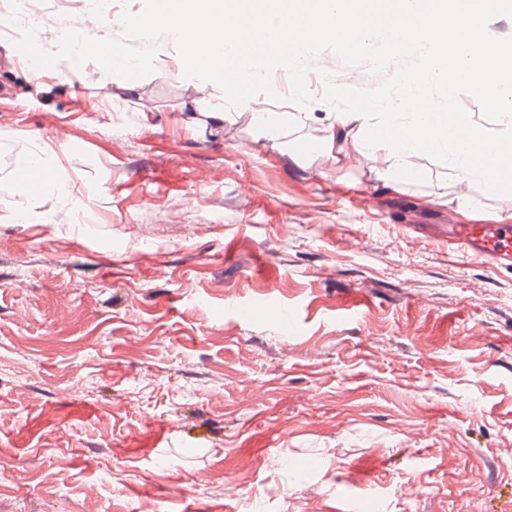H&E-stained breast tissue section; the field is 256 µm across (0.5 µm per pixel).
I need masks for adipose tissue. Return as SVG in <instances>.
<instances>
[{
  "label": "adipose tissue",
  "mask_w": 512,
  "mask_h": 512,
  "mask_svg": "<svg viewBox=\"0 0 512 512\" xmlns=\"http://www.w3.org/2000/svg\"><path fill=\"white\" fill-rule=\"evenodd\" d=\"M512 0H155L154 20L171 34L189 39L206 30L210 38L199 66L224 60L230 53L244 52L259 37L287 51L295 74L306 69L301 49L308 43L329 42L342 47L350 42L365 44L382 25L396 32L394 47L404 51L423 43L417 75L405 79L407 97L366 101L364 109L336 114V132L331 139L340 153L357 151L368 155L378 176L393 178L410 171L412 160L424 153L450 150L451 162L460 179L479 176L488 193H497L502 183L495 172L496 160L512 155V52L474 53L471 30L479 19L511 13ZM494 79L485 86V100L496 113L503 131L488 139L472 132L457 112L441 111L421 92L430 80H445L449 88L477 80L485 73ZM406 110L409 124L388 123L374 128L371 137L359 136L371 111Z\"/></svg>",
  "instance_id": "ef3b65f1"
}]
</instances>
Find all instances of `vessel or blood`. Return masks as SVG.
<instances>
[{
    "label": "vessel or blood",
    "mask_w": 512,
    "mask_h": 512,
    "mask_svg": "<svg viewBox=\"0 0 512 512\" xmlns=\"http://www.w3.org/2000/svg\"><path fill=\"white\" fill-rule=\"evenodd\" d=\"M445 233L457 251L484 258L491 265L512 260L511 224H451Z\"/></svg>",
    "instance_id": "vessel-or-blood-1"
}]
</instances>
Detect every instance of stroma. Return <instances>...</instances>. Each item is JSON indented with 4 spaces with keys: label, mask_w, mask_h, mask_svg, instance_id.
<instances>
[{
    "label": "stroma",
    "mask_w": 512,
    "mask_h": 512,
    "mask_svg": "<svg viewBox=\"0 0 512 512\" xmlns=\"http://www.w3.org/2000/svg\"><path fill=\"white\" fill-rule=\"evenodd\" d=\"M153 7L43 0L31 24L100 13L134 85L0 31V512H512V268L433 232L512 224V186L328 148L346 97L400 96L426 47L310 44L299 97L256 60L269 133ZM482 87L425 93L495 136ZM25 154L60 191L19 180Z\"/></svg>",
    "instance_id": "35a3bbf8"
}]
</instances>
